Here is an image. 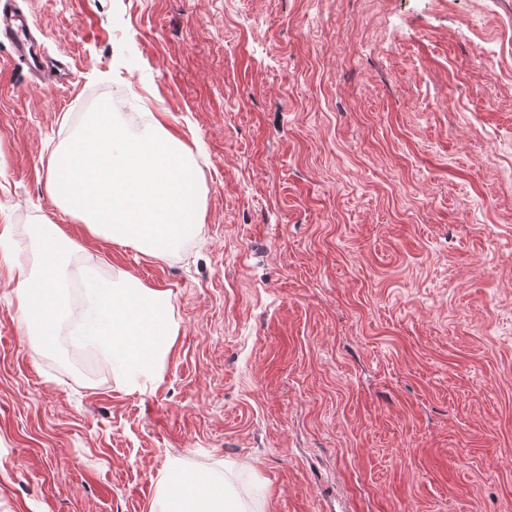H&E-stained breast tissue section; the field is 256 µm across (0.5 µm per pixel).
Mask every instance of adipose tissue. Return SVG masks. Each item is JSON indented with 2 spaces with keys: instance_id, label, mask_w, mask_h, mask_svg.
<instances>
[{
  "instance_id": "1",
  "label": "adipose tissue",
  "mask_w": 512,
  "mask_h": 512,
  "mask_svg": "<svg viewBox=\"0 0 512 512\" xmlns=\"http://www.w3.org/2000/svg\"><path fill=\"white\" fill-rule=\"evenodd\" d=\"M30 257L12 259L19 327L26 336L67 331L82 351L106 353L128 385L157 383L178 335L174 297L94 260L50 221L28 228ZM149 512H262L220 471L171 462Z\"/></svg>"
}]
</instances>
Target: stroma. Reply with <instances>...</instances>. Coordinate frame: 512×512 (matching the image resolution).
Instances as JSON below:
<instances>
[{
	"label": "stroma",
	"instance_id": "35a3bbf8",
	"mask_svg": "<svg viewBox=\"0 0 512 512\" xmlns=\"http://www.w3.org/2000/svg\"><path fill=\"white\" fill-rule=\"evenodd\" d=\"M0 225L59 224L171 291L163 381L22 335L0 244V512H148L172 460L264 512H512V0H16ZM201 149L198 237L155 259L47 188L87 96ZM13 2L5 0L0 4V43L7 42L12 49V59L30 73H40L49 66L37 51L28 16Z\"/></svg>",
	"mask_w": 512,
	"mask_h": 512
}]
</instances>
